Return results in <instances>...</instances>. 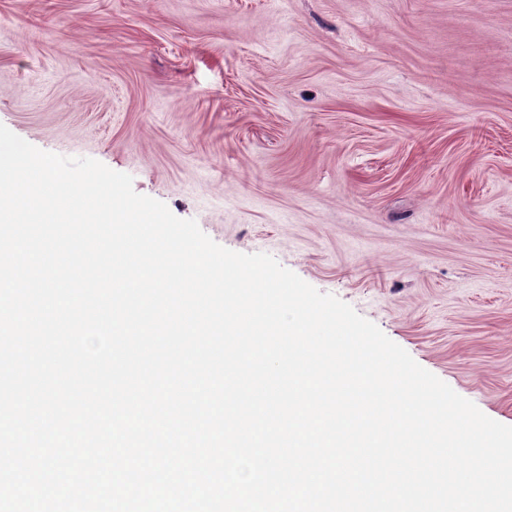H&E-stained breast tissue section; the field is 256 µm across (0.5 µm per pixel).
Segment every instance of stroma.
I'll return each mask as SVG.
<instances>
[{
	"label": "stroma",
	"instance_id": "obj_1",
	"mask_svg": "<svg viewBox=\"0 0 512 512\" xmlns=\"http://www.w3.org/2000/svg\"><path fill=\"white\" fill-rule=\"evenodd\" d=\"M0 124L512 426V0H0Z\"/></svg>",
	"mask_w": 512,
	"mask_h": 512
}]
</instances>
